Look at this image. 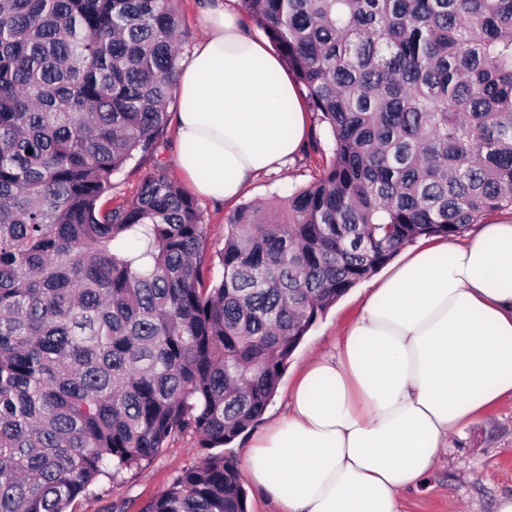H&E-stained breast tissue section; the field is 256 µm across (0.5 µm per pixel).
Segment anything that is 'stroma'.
<instances>
[{
    "label": "stroma",
    "instance_id": "obj_1",
    "mask_svg": "<svg viewBox=\"0 0 512 512\" xmlns=\"http://www.w3.org/2000/svg\"><path fill=\"white\" fill-rule=\"evenodd\" d=\"M309 139L288 167L259 175L242 195L243 201L271 202L308 183L326 162L313 151L311 139L327 142L316 120H309ZM361 281L314 322L292 354L276 394L256 429H263L284 410L302 367L323 346L342 336L369 294ZM206 455L197 435H177L148 466L102 481L95 498L77 512H141L167 489L173 477ZM512 495V398L503 399L453 435L438 465L399 496V512H495L500 497Z\"/></svg>",
    "mask_w": 512,
    "mask_h": 512
}]
</instances>
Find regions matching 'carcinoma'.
<instances>
[{
  "mask_svg": "<svg viewBox=\"0 0 512 512\" xmlns=\"http://www.w3.org/2000/svg\"><path fill=\"white\" fill-rule=\"evenodd\" d=\"M332 138L227 218L157 161L172 0H0V512H68L176 435L205 458L143 512H246L232 443L338 299L420 238L512 214V0H239ZM32 153H27V149ZM135 163L136 161H132L113 177L115 188L112 191V205L131 200L154 167L153 159L142 160L136 166Z\"/></svg>",
  "mask_w": 512,
  "mask_h": 512,
  "instance_id": "obj_1",
  "label": "carcinoma"
}]
</instances>
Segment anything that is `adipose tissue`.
I'll return each instance as SVG.
<instances>
[{
  "instance_id": "ef3b65f1",
  "label": "adipose tissue",
  "mask_w": 512,
  "mask_h": 512,
  "mask_svg": "<svg viewBox=\"0 0 512 512\" xmlns=\"http://www.w3.org/2000/svg\"><path fill=\"white\" fill-rule=\"evenodd\" d=\"M178 66V163L196 193L233 201L286 166L305 113L280 56L223 0ZM512 397V222L421 241L380 277L281 417L253 435L251 483L283 512H399L450 434Z\"/></svg>"
}]
</instances>
